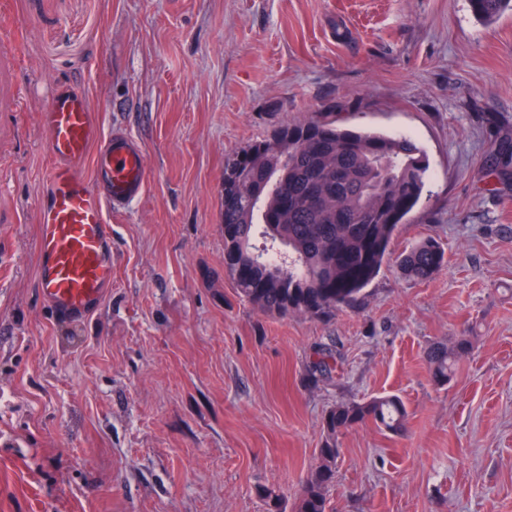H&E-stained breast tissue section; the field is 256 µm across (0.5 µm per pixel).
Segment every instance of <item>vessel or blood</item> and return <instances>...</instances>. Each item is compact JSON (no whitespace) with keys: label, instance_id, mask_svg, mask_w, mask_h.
Masks as SVG:
<instances>
[{"label":"vessel or blood","instance_id":"b4317fda","mask_svg":"<svg viewBox=\"0 0 512 512\" xmlns=\"http://www.w3.org/2000/svg\"><path fill=\"white\" fill-rule=\"evenodd\" d=\"M40 128L51 158L37 201L40 293L60 322L79 323L100 309L112 286L107 214L143 195L144 157L132 138L104 135L86 95L67 82L55 85Z\"/></svg>","mask_w":512,"mask_h":512}]
</instances>
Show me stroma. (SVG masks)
I'll return each instance as SVG.
<instances>
[{
	"instance_id": "35a3bbf8",
	"label": "stroma",
	"mask_w": 512,
	"mask_h": 512,
	"mask_svg": "<svg viewBox=\"0 0 512 512\" xmlns=\"http://www.w3.org/2000/svg\"><path fill=\"white\" fill-rule=\"evenodd\" d=\"M14 109L0 112V512H267L293 506L339 403L394 394L393 434L338 437L332 512H512V10L468 0H6ZM60 81L140 142L143 197L111 212L112 287L58 323L36 282ZM332 112L399 133L430 179L392 251L435 238L429 280L383 265L329 320L260 313L224 272L227 159ZM468 339L448 383L427 362ZM334 370L312 379L322 349ZM469 7L478 20L493 22L507 10H512L511 0H469Z\"/></svg>"
}]
</instances>
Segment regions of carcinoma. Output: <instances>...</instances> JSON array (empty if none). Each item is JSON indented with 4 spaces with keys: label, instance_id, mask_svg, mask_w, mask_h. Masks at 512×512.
I'll use <instances>...</instances> for the list:
<instances>
[{
    "label": "carcinoma",
    "instance_id": "1",
    "mask_svg": "<svg viewBox=\"0 0 512 512\" xmlns=\"http://www.w3.org/2000/svg\"><path fill=\"white\" fill-rule=\"evenodd\" d=\"M469 7L490 23L512 10V0H469ZM511 169L506 141L491 174ZM428 170L427 154L412 138L344 128L322 112L249 145L224 166V271L238 296L271 316L323 319L352 306L390 259L398 226L422 199ZM259 225L260 250L252 245ZM396 263L406 276L427 280L444 265L445 252L427 238ZM469 352L464 338L451 349L432 347L427 360L435 381L448 382ZM406 417L394 395L331 407L317 461L292 512H331L339 434L368 421L397 433Z\"/></svg>",
    "mask_w": 512,
    "mask_h": 512
}]
</instances>
